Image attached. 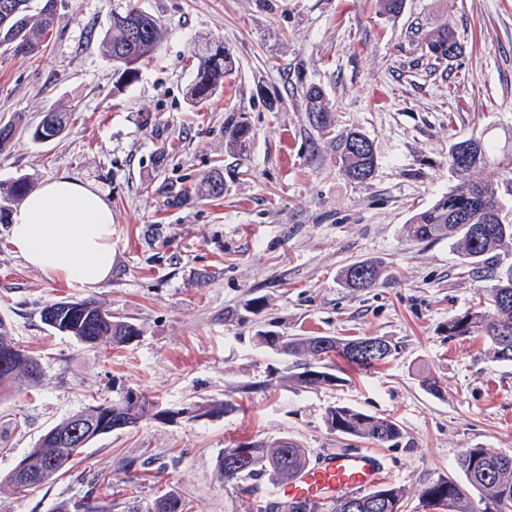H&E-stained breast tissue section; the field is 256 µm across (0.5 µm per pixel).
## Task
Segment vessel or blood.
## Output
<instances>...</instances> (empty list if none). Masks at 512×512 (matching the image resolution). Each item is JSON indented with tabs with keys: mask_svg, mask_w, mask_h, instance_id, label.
<instances>
[{
	"mask_svg": "<svg viewBox=\"0 0 512 512\" xmlns=\"http://www.w3.org/2000/svg\"><path fill=\"white\" fill-rule=\"evenodd\" d=\"M384 470L382 458L369 450L329 455L281 485L277 497L284 501L300 497L321 502L334 500L371 486Z\"/></svg>",
	"mask_w": 512,
	"mask_h": 512,
	"instance_id": "1",
	"label": "vessel or blood"
}]
</instances>
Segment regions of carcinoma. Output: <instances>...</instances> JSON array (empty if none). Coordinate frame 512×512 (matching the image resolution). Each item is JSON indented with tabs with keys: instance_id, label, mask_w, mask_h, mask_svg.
Instances as JSON below:
<instances>
[{
	"instance_id": "cac0c4a2",
	"label": "carcinoma",
	"mask_w": 512,
	"mask_h": 512,
	"mask_svg": "<svg viewBox=\"0 0 512 512\" xmlns=\"http://www.w3.org/2000/svg\"><path fill=\"white\" fill-rule=\"evenodd\" d=\"M13 5V15L8 21L0 17V48L13 54H31L44 45L56 23L55 0H0ZM163 32L158 19L134 4V0H121L112 9L108 29L100 42L104 56L127 75L137 72L138 64L156 51ZM425 57L436 61L452 59L461 53L452 26L444 22L424 37ZM196 76L189 94L191 101L200 105L211 97L224 82V74L232 71V60L224 44L207 42L193 55ZM305 109L312 124L327 137L336 153V160L345 175L363 182L375 172L377 159L369 139L359 130L336 128L333 104L322 88L310 86L304 95ZM232 149L245 144L249 128L239 122L229 131ZM472 151L465 165L455 161L460 140L453 143L448 153V169L455 184L431 207L415 213L407 224V232L419 242H431L448 238L455 241L463 261L478 269L493 266L495 284L483 290L481 309H470L448 319V337L481 336L488 344L492 358L498 362H512V266H494L497 256L512 249V212L505 209L499 185L489 181L472 179V171L486 163L489 147L477 137L468 138ZM381 276L380 268L370 261H358L344 271L345 284L349 288L365 290L373 288ZM43 322L57 332L72 336L80 342L91 339L94 343L122 346L140 335L137 326L129 321L112 319V312L92 299L61 300L45 306L41 311ZM320 336H259L265 347L284 351L291 355L305 354L314 363L301 373V381L308 385H331L338 377L328 372L331 360L340 357L349 364L371 370L386 362L392 355V345L380 340L384 352L370 358L357 351L364 338H333L327 347L321 346ZM0 395L22 386L34 385L41 373L33 356L18 348L13 338L0 324ZM122 419L133 428L145 417H157L161 412L156 404L145 399L132 404L124 397L108 404L88 406L50 429L57 434L69 433L82 424V434L87 441L112 432L102 424L107 415ZM328 424L336 434L367 440L376 445L397 441L402 428L395 421L370 415L351 407L337 406L328 414ZM249 454L250 468L231 471L226 460L238 450ZM83 452L81 448H61L43 435L23 460L33 475L27 483H21L15 472H10L6 482L11 490L20 495L43 485L68 472ZM459 463L468 484L484 501L482 512H512V455L492 453L484 448H466ZM309 465L306 452L290 440L279 439L274 443L253 440L233 448L224 449L219 467L228 481L266 475L269 479L286 483ZM381 499L361 498L352 503L353 496L336 500L335 512H402L404 494L392 483L377 486ZM420 504L423 509H441L443 512H473L466 491L451 479L440 480L422 491ZM154 512H189L188 504L171 493L160 495L155 501Z\"/></svg>"
}]
</instances>
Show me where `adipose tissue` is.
<instances>
[{
  "instance_id": "adipose-tissue-1",
  "label": "adipose tissue",
  "mask_w": 512,
  "mask_h": 512,
  "mask_svg": "<svg viewBox=\"0 0 512 512\" xmlns=\"http://www.w3.org/2000/svg\"><path fill=\"white\" fill-rule=\"evenodd\" d=\"M10 243L48 279L97 288L112 276V207L89 184L61 175L11 215Z\"/></svg>"
}]
</instances>
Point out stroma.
I'll return each instance as SVG.
<instances>
[{
  "instance_id": "35a3bbf8",
  "label": "stroma",
  "mask_w": 512,
  "mask_h": 512,
  "mask_svg": "<svg viewBox=\"0 0 512 512\" xmlns=\"http://www.w3.org/2000/svg\"><path fill=\"white\" fill-rule=\"evenodd\" d=\"M117 0H56L38 52L0 51V187L59 175L97 188L112 206V276L101 287L46 279L9 243L0 221V324L37 358L39 382L0 397V512H55L94 494L101 512H153L160 492L191 512H278L268 477L225 480L224 449L291 439L310 462L368 449L337 435L329 411L347 406L398 422L380 447L385 479L416 507L441 479L465 483L466 448L512 455V363L482 339L449 337V318L491 285L448 240L419 243L411 216L453 180L448 152L471 136L492 146L474 178L512 183V0H406L395 18L376 0H138L163 38L121 76L100 50ZM450 21L462 47L434 64L423 37ZM220 41L233 69L201 105L188 100L192 52ZM323 89L336 126L370 140L373 176L351 181L305 110ZM68 113L57 139H32L48 110ZM245 148L227 146L235 122ZM224 195L199 187L213 171ZM377 264L374 288L343 283L354 261ZM91 298L138 338L91 346L55 333L42 308ZM379 336L381 368L336 360L335 385L299 379L309 358L257 336ZM442 387L432 395L424 377ZM166 415L95 439L67 473L20 497L5 481L50 428L127 392Z\"/></svg>"
}]
</instances>
